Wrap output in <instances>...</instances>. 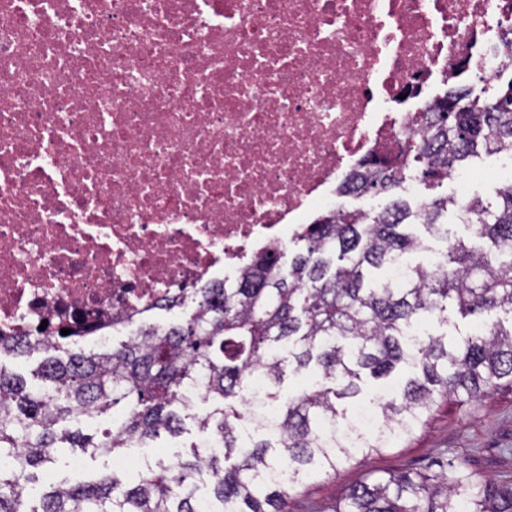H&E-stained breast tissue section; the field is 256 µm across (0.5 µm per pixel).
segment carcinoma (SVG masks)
<instances>
[{"instance_id":"carcinoma-1","label":"carcinoma","mask_w":512,"mask_h":512,"mask_svg":"<svg viewBox=\"0 0 512 512\" xmlns=\"http://www.w3.org/2000/svg\"><path fill=\"white\" fill-rule=\"evenodd\" d=\"M422 139L403 142L395 158L364 162L348 190L393 194L373 216L338 209L321 215L287 248L264 251L234 283L193 292L194 310L166 326L143 324L137 337L105 352L44 350L34 386L0 367V512H198L199 483L209 486L210 512H288L290 491L304 478L357 454L377 452L410 435L438 399L464 404L512 381V181L495 201H469L461 216L489 243L476 249L450 234L443 217L455 200L426 198L420 209L399 196L415 173L433 189L483 148L512 154V78L487 98L468 86L448 88L431 112L416 117ZM420 222L444 244L436 268L410 265L392 277L396 257L418 250L410 231ZM511 257L504 262L501 257ZM463 317L496 320L456 343L422 328ZM408 375L371 406L377 431L360 432L340 400L356 397L364 379ZM313 382L284 399L286 371ZM265 379L276 405L275 432L241 433L246 379ZM195 387L224 403L200 420L222 445L193 451L136 478L110 472L73 485L52 484L41 508L27 509L26 486L53 467L64 448L109 456L142 448L163 433L183 431L182 394ZM112 414L101 437L76 422ZM21 455L20 464L9 462ZM461 479L388 474L351 489L336 512H459ZM468 512H512V482L468 495Z\"/></svg>"}]
</instances>
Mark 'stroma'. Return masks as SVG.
Returning a JSON list of instances; mask_svg holds the SVG:
<instances>
[{
	"instance_id": "35a3bbf8",
	"label": "stroma",
	"mask_w": 512,
	"mask_h": 512,
	"mask_svg": "<svg viewBox=\"0 0 512 512\" xmlns=\"http://www.w3.org/2000/svg\"><path fill=\"white\" fill-rule=\"evenodd\" d=\"M214 408L197 400L183 433L162 437L170 456H189L194 443L208 439L199 421ZM465 462L471 491L512 478V388L497 389L482 399L459 405L439 402L411 437L367 456H356L336 469L317 473L299 485L288 512H334L345 491L390 472L434 474L449 464Z\"/></svg>"
}]
</instances>
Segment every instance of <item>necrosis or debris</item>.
Wrapping results in <instances>:
<instances>
[{"label": "necrosis or debris", "instance_id": "1", "mask_svg": "<svg viewBox=\"0 0 512 512\" xmlns=\"http://www.w3.org/2000/svg\"><path fill=\"white\" fill-rule=\"evenodd\" d=\"M511 30L512 0H0V334L105 350L237 279Z\"/></svg>", "mask_w": 512, "mask_h": 512}]
</instances>
